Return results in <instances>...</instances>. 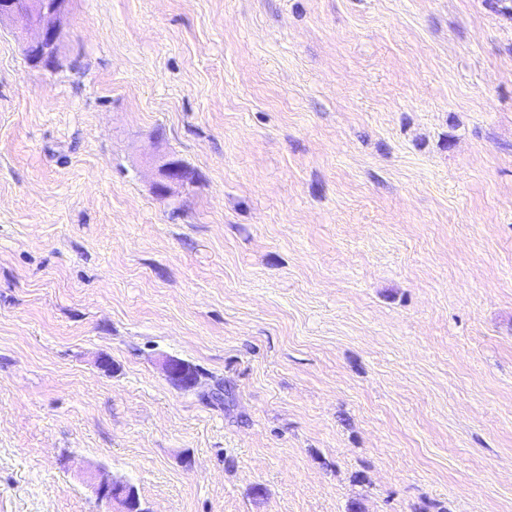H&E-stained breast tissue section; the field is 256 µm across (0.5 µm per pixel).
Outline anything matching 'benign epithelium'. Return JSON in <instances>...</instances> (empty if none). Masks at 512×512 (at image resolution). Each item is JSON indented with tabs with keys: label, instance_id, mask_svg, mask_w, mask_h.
I'll list each match as a JSON object with an SVG mask.
<instances>
[{
	"label": "benign epithelium",
	"instance_id": "benign-epithelium-1",
	"mask_svg": "<svg viewBox=\"0 0 512 512\" xmlns=\"http://www.w3.org/2000/svg\"><path fill=\"white\" fill-rule=\"evenodd\" d=\"M70 0H0V22L9 21L19 41L24 58L33 65L54 69L62 41L61 18L68 10ZM160 180L154 193L162 199L170 198L174 189L191 183L188 167L174 156L159 160ZM166 373L182 386L193 387L197 373L190 365L168 360ZM91 487L100 501L105 500L114 512H149L141 508L136 487L129 482L103 478L93 481Z\"/></svg>",
	"mask_w": 512,
	"mask_h": 512
}]
</instances>
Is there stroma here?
<instances>
[{"label":"stroma","instance_id":"1","mask_svg":"<svg viewBox=\"0 0 512 512\" xmlns=\"http://www.w3.org/2000/svg\"><path fill=\"white\" fill-rule=\"evenodd\" d=\"M501 7L71 0L52 71L0 28V512H109L99 470L151 512H512ZM160 180L156 182L154 193L162 199L170 198L174 188H184L191 183L188 167L174 156H164L159 160ZM166 373L182 386L193 387L197 383V373L190 365L177 361L167 360L164 364Z\"/></svg>","mask_w":512,"mask_h":512}]
</instances>
